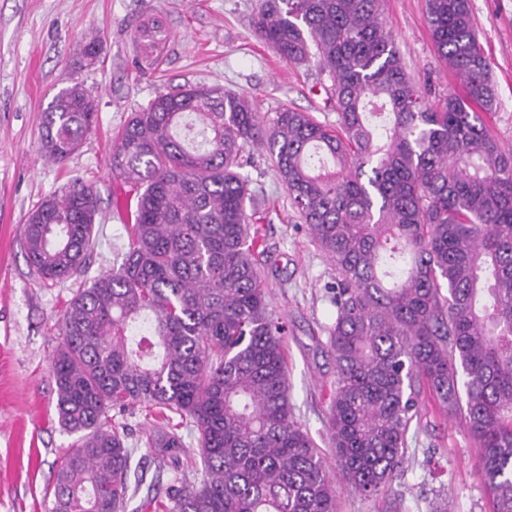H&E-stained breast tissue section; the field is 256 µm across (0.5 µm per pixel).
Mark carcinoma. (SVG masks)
<instances>
[{
  "label": "carcinoma",
  "mask_w": 512,
  "mask_h": 512,
  "mask_svg": "<svg viewBox=\"0 0 512 512\" xmlns=\"http://www.w3.org/2000/svg\"><path fill=\"white\" fill-rule=\"evenodd\" d=\"M382 0H261L255 35L327 74L336 124L285 108L265 122L244 95L206 85L159 93L112 140L135 192L122 262L67 302L53 355L61 423L79 434L57 467L51 512H338L337 481L365 498L407 460L423 399L461 415L481 448L494 512H512V153L488 131L491 67L471 0H427L431 40L461 92L429 103L408 75ZM136 40L154 53L155 20ZM79 83L41 116L62 163L95 124ZM261 147L291 206L336 268L327 352L336 362L331 471L291 402L285 336L246 213L241 169ZM100 199L75 179L27 217L33 273L87 272ZM142 406L147 445L179 462L198 434L203 478L132 472L110 412Z\"/></svg>",
  "instance_id": "1"
}]
</instances>
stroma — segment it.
Returning a JSON list of instances; mask_svg holds the SVG:
<instances>
[{
  "label": "stroma",
  "mask_w": 512,
  "mask_h": 512,
  "mask_svg": "<svg viewBox=\"0 0 512 512\" xmlns=\"http://www.w3.org/2000/svg\"><path fill=\"white\" fill-rule=\"evenodd\" d=\"M257 6L258 0H0V512H48L59 461L77 441L59 422L50 362L62 343L60 314L83 281L51 283L32 274L22 235L27 214L72 178L93 184L101 211L90 272L111 269L125 252L128 222L114 205L124 187L112 175V138L131 112L178 85L246 95L266 120L292 107L335 122L325 105L327 75L313 64L281 60L258 39L251 24ZM472 9L498 96L487 125L512 150V0H472ZM382 13L408 74L429 82L433 96L445 95L454 78L438 60L426 0H383ZM148 17L168 32L158 61L149 64L134 41ZM95 35L104 56L94 67H80ZM76 82L94 98L96 122L75 154L53 164L39 149L41 113ZM243 173L251 193L246 209L258 218L271 252V304L288 326L294 412L332 465L327 416L336 365L324 328L334 318L326 286L336 270L301 223L264 151L254 150ZM124 421L147 478L165 486L177 470L192 469L193 434H184L188 453L176 462L146 447L141 409L126 412ZM479 456L462 419L446 420L426 408L410 431L401 477L370 499L338 485L339 512H435L446 502L457 512H492L477 474Z\"/></svg>",
  "instance_id": "stroma-1"
}]
</instances>
